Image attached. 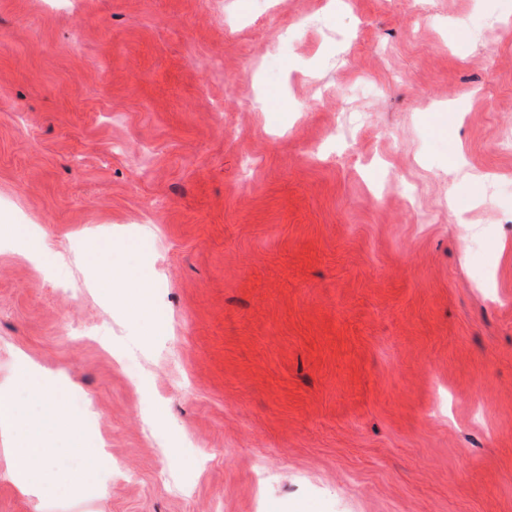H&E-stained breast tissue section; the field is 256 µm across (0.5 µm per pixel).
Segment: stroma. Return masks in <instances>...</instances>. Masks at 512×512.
<instances>
[{"instance_id": "35a3bbf8", "label": "stroma", "mask_w": 512, "mask_h": 512, "mask_svg": "<svg viewBox=\"0 0 512 512\" xmlns=\"http://www.w3.org/2000/svg\"><path fill=\"white\" fill-rule=\"evenodd\" d=\"M507 140L512 0H0V225L60 255L0 240V388L112 460L47 498L0 426V512H512ZM143 236L158 335L95 277ZM43 389L48 394L44 397V400L52 406L54 411L50 428L62 437L75 433L76 425L74 421L63 410V396L60 390L52 385H46Z\"/></svg>"}]
</instances>
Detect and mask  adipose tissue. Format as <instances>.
I'll return each mask as SVG.
<instances>
[{"mask_svg": "<svg viewBox=\"0 0 512 512\" xmlns=\"http://www.w3.org/2000/svg\"><path fill=\"white\" fill-rule=\"evenodd\" d=\"M101 284L116 287L115 298L126 308L132 318L145 319L155 330L166 328V320L154 304L155 281L153 277L134 275L122 267L101 265L97 271ZM0 424L17 427L19 440L10 459V472L22 486L34 485L47 496L56 495L87 482L83 473H63L51 463L46 449L34 441L30 425L17 410L9 391L0 390Z\"/></svg>", "mask_w": 512, "mask_h": 512, "instance_id": "ef3b65f1", "label": "adipose tissue"}]
</instances>
